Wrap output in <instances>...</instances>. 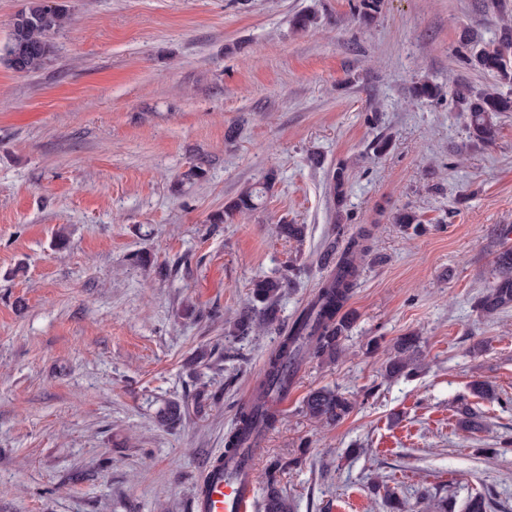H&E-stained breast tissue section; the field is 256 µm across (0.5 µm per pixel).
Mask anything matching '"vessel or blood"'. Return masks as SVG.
I'll use <instances>...</instances> for the list:
<instances>
[{"mask_svg": "<svg viewBox=\"0 0 512 512\" xmlns=\"http://www.w3.org/2000/svg\"><path fill=\"white\" fill-rule=\"evenodd\" d=\"M256 443L255 433L241 432L236 448L213 458L195 485L194 512H260Z\"/></svg>", "mask_w": 512, "mask_h": 512, "instance_id": "vessel-or-blood-1", "label": "vessel or blood"}]
</instances>
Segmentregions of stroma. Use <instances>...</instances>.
<instances>
[{
	"label": "stroma",
	"mask_w": 512,
	"mask_h": 512,
	"mask_svg": "<svg viewBox=\"0 0 512 512\" xmlns=\"http://www.w3.org/2000/svg\"><path fill=\"white\" fill-rule=\"evenodd\" d=\"M356 2L68 0L51 63L0 64V512H191L280 341L233 336L234 321L260 277L291 278L282 324L313 298L340 162L344 234L370 233L356 318L335 362L299 369L258 464L299 458L281 476L291 512H390L388 489L427 512L423 490L451 482L456 512L473 489L512 512V309L474 308L512 226V112L481 145L450 100L411 92L423 77L485 87L460 54L496 40L503 13L382 0L365 22ZM300 13L317 26L293 29ZM271 170L259 209L214 223ZM401 208L419 231L395 224ZM282 220L303 241L278 236ZM410 334L418 376L387 379ZM476 380L499 401L472 396ZM323 386L353 403L332 426L302 408ZM463 397L482 431L457 427ZM169 401L186 413L167 429ZM347 179L346 167L343 164H338L336 168L330 171L329 192L337 206L335 224L336 236L339 237L344 233L345 228V225L343 224L344 216L340 207L342 206L345 198Z\"/></svg>",
	"instance_id": "1"
}]
</instances>
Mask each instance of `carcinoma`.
I'll use <instances>...</instances> for the list:
<instances>
[{"label": "carcinoma", "mask_w": 512, "mask_h": 512, "mask_svg": "<svg viewBox=\"0 0 512 512\" xmlns=\"http://www.w3.org/2000/svg\"><path fill=\"white\" fill-rule=\"evenodd\" d=\"M72 13L64 0H27L25 8L15 14L10 23V34L0 59L16 73L29 74L51 62L57 47L54 36L70 25ZM468 64L488 74L494 83L474 91L464 83H458L449 92L453 108L469 115L470 138L478 143L494 142L497 119L504 112H512V29L492 44L473 50L465 56ZM415 97L423 100H440L444 90L438 84L423 79L413 87ZM275 174L268 173L261 187H250L224 206V212L214 218L224 223V218L236 213L257 210L262 205L263 193L269 188ZM347 184L346 167L342 164L330 171L329 192L338 206L335 216L336 235L344 233L342 206ZM511 228L501 230V247L493 257V282L476 302V309L484 317H493L512 307V245L508 243ZM365 233L348 240L344 248L336 241L328 243L320 255V263L328 271L314 298L301 314L284 331L277 351L268 361L265 377L258 386L256 398L249 405L238 408L239 426L258 434L274 426L276 419L261 413V400L272 393L286 389L285 378L293 376L304 357L331 361L339 352L344 334L355 319L346 309L352 289L360 275V259L368 251ZM287 277H263L252 283L251 305L240 312L234 323L237 336H249L260 327L278 329L277 301L288 287ZM419 340L414 335L398 337L392 344L391 356L386 366L389 377H410L416 370ZM305 413L312 419L333 425L344 420L352 411L351 401L339 392L318 388L310 391L303 400ZM458 427L465 432L482 426L480 416L466 399L456 406ZM184 415V407L178 402L168 403L158 415L163 427L176 425ZM293 461L274 460L264 469L266 484V512H288V496L280 485L282 474ZM468 512H491L482 491L469 495Z\"/></svg>", "instance_id": "cac0c4a2"}]
</instances>
